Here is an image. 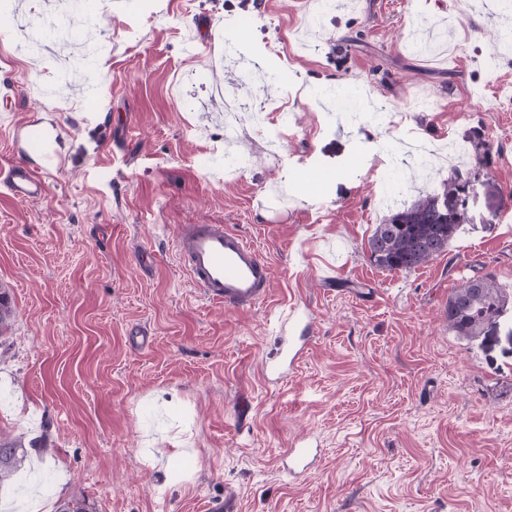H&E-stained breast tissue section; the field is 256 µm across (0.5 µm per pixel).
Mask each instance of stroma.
<instances>
[{
	"label": "stroma",
	"mask_w": 512,
	"mask_h": 512,
	"mask_svg": "<svg viewBox=\"0 0 512 512\" xmlns=\"http://www.w3.org/2000/svg\"><path fill=\"white\" fill-rule=\"evenodd\" d=\"M92 0L112 45L95 94L60 79L55 42L17 54L19 19L39 0H0V166L20 160L14 129L51 135L45 198L0 195V288L15 319L0 338V433L42 440L0 486V505L54 512H512V309L486 336H455L441 312L477 275L512 292V58L492 33L498 0ZM444 30L415 52L410 17ZM284 71L269 91L271 151L248 120L224 138L212 81L233 83L226 34ZM208 80L193 79L199 63ZM386 105L388 123H350L336 88ZM481 133L494 155L478 170ZM471 172L467 222L442 255L411 271L369 259L368 238L449 154ZM245 158L224 175L225 156ZM180 224H224L271 268L269 302L227 310L199 297L176 248ZM311 316L308 349L285 376L290 307ZM146 327L150 344L129 336ZM316 448L305 476L288 448Z\"/></svg>",
	"instance_id": "35a3bbf8"
}]
</instances>
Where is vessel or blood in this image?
Here are the masks:
<instances>
[{"label":"vessel or blood","mask_w":512,"mask_h":512,"mask_svg":"<svg viewBox=\"0 0 512 512\" xmlns=\"http://www.w3.org/2000/svg\"><path fill=\"white\" fill-rule=\"evenodd\" d=\"M20 150L49 158L48 142L32 123L17 129ZM0 189L20 201H38L47 186L38 170L23 162L0 167ZM176 251L200 296L225 308L248 310L268 299L271 271L267 260L246 236L221 224H184L176 237Z\"/></svg>","instance_id":"obj_1"}]
</instances>
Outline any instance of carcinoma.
<instances>
[{
    "label": "carcinoma",
    "mask_w": 512,
    "mask_h": 512,
    "mask_svg": "<svg viewBox=\"0 0 512 512\" xmlns=\"http://www.w3.org/2000/svg\"><path fill=\"white\" fill-rule=\"evenodd\" d=\"M469 176L456 170L443 183L440 193H428L409 207L397 210L375 226L368 240L369 259L386 270L411 271L447 250L462 224L466 209L448 201L467 191ZM512 306V293L499 288L493 278H469L448 296L444 320L448 330L472 340ZM13 308L4 290L0 291V336L11 327ZM30 456L29 448L0 435V484L19 470Z\"/></svg>",
    "instance_id": "carcinoma-1"
}]
</instances>
